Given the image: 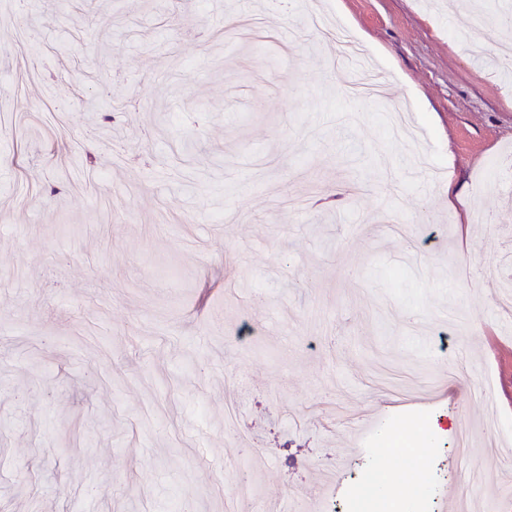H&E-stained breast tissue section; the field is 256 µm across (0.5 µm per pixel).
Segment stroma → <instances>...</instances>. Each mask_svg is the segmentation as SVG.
Returning <instances> with one entry per match:
<instances>
[{"mask_svg":"<svg viewBox=\"0 0 512 512\" xmlns=\"http://www.w3.org/2000/svg\"><path fill=\"white\" fill-rule=\"evenodd\" d=\"M511 3L0 0V512H328L383 446L343 421L381 405L459 418L485 469L432 440L412 512L499 495ZM232 16L275 43L218 37ZM325 24L384 97H348Z\"/></svg>","mask_w":512,"mask_h":512,"instance_id":"obj_1","label":"stroma"}]
</instances>
